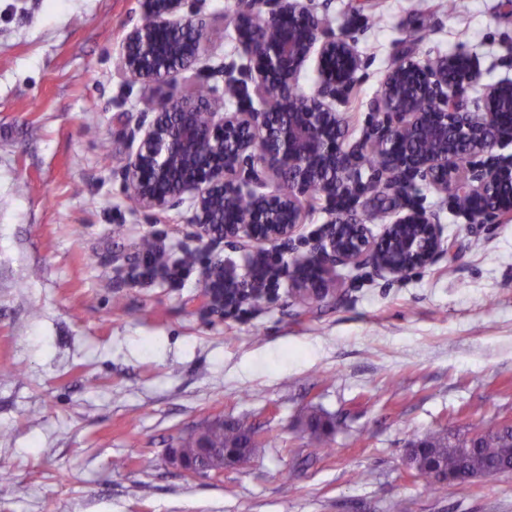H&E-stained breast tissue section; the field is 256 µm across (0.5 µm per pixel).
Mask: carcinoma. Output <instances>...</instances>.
I'll use <instances>...</instances> for the list:
<instances>
[{
	"instance_id": "carcinoma-1",
	"label": "carcinoma",
	"mask_w": 512,
	"mask_h": 512,
	"mask_svg": "<svg viewBox=\"0 0 512 512\" xmlns=\"http://www.w3.org/2000/svg\"><path fill=\"white\" fill-rule=\"evenodd\" d=\"M332 419L325 415L311 416L308 427L311 444L323 451H331L329 436ZM253 427L238 422L216 424L206 427V438L213 448H235L247 450ZM454 438L442 431L426 433L415 439L421 444L417 449L419 476L430 486L441 482V477L461 472L492 475L512 471V426H497L483 432L472 447L460 451L453 445Z\"/></svg>"
}]
</instances>
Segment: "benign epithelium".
<instances>
[{"mask_svg":"<svg viewBox=\"0 0 512 512\" xmlns=\"http://www.w3.org/2000/svg\"><path fill=\"white\" fill-rule=\"evenodd\" d=\"M205 0H142L144 20L126 36L122 68L129 78L164 86L172 73L194 69L224 76L222 91L206 99L193 93H156L152 106L125 130L130 152L118 171L126 191L144 210L188 205L192 237L214 246L245 239L253 253L247 274L215 257L205 268L201 308L224 317L244 305L269 298L272 284L288 278L295 292L321 301L336 294V268L370 267L398 275L430 264L443 239L435 217L410 200L407 212L373 237L356 213L368 189L356 165L364 143L344 147L337 97L350 89L361 68L355 46L325 35L309 0H240L230 19L246 63L205 64L202 13ZM317 84L311 95L294 83L310 58ZM481 79L478 59L455 54L435 64L402 56L386 73L372 111L383 114L374 126L373 149L383 155L374 187L401 196L427 181L452 196L469 224H489L512 212V194L497 186L512 181V154H493L512 139V81L484 89V108L471 110L468 92ZM236 99L224 111V97ZM263 108L257 110L252 98ZM198 112L208 113L204 124ZM329 203L331 219L309 253L277 266L264 246L288 248L303 224L311 195ZM246 196L250 206L234 209L224 223L215 203L233 209ZM204 433L191 448H174L173 463L191 475H206Z\"/></svg>","mask_w":512,"mask_h":512,"instance_id":"1","label":"benign epithelium"}]
</instances>
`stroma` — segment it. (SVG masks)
I'll return each mask as SVG.
<instances>
[{
	"mask_svg": "<svg viewBox=\"0 0 512 512\" xmlns=\"http://www.w3.org/2000/svg\"><path fill=\"white\" fill-rule=\"evenodd\" d=\"M207 0L213 62L237 55ZM362 59L339 104L361 140L398 53L479 58L512 80V0H313ZM142 0H0V512H512V475L436 488L408 463L427 432L467 436L512 419V214L468 224L418 182L414 204L445 250L402 275L336 270L335 297L274 299L221 319L198 297L202 257L152 280L147 249L176 259L187 213L136 208L112 176L128 116L153 86L120 68ZM403 208L364 196L381 235ZM338 421L331 457L306 421ZM222 418L256 428L242 465L193 477L170 451ZM126 459L116 470L112 461ZM153 460L143 469L141 458Z\"/></svg>",
	"mask_w": 512,
	"mask_h": 512,
	"instance_id": "35a3bbf8",
	"label": "stroma"
}]
</instances>
